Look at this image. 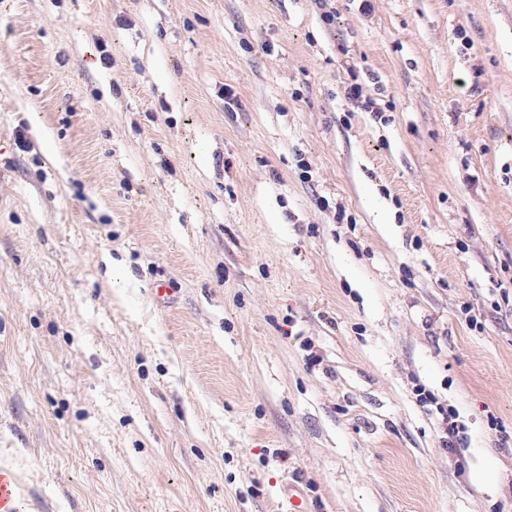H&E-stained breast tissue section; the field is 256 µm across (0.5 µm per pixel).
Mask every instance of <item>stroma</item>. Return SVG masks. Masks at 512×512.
<instances>
[{"label": "stroma", "mask_w": 512, "mask_h": 512, "mask_svg": "<svg viewBox=\"0 0 512 512\" xmlns=\"http://www.w3.org/2000/svg\"><path fill=\"white\" fill-rule=\"evenodd\" d=\"M0 467L512 512V0H0Z\"/></svg>", "instance_id": "35a3bbf8"}]
</instances>
